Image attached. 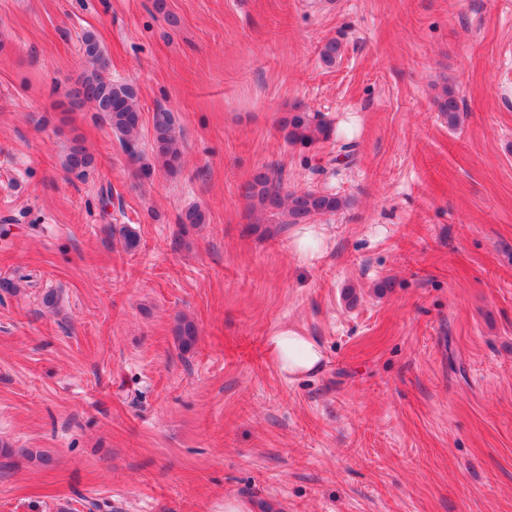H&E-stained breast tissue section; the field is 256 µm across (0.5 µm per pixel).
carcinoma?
I'll return each instance as SVG.
<instances>
[{
    "instance_id": "carcinoma-1",
    "label": "carcinoma",
    "mask_w": 512,
    "mask_h": 512,
    "mask_svg": "<svg viewBox=\"0 0 512 512\" xmlns=\"http://www.w3.org/2000/svg\"><path fill=\"white\" fill-rule=\"evenodd\" d=\"M82 46L89 68L67 93L69 104H94L101 119L119 137L129 163L136 166L138 177L149 178L155 166L170 174L177 172L182 166V151L173 113L166 110L153 113L154 164L143 163L142 153L136 144L140 107L134 87L102 76V71L107 67V59L95 33L85 32ZM340 55L341 45L335 40L324 43L320 49V59L326 65L334 64ZM435 105L441 114L448 117V127L458 129L461 109L455 91L449 87L443 88L435 98ZM279 129L289 144L302 147L327 141L333 135L332 126L320 113L310 112L300 106L293 107L280 118ZM95 167L94 154L80 142H73L64 162L66 171L84 178ZM245 197L249 213L255 215L257 224L264 223L265 217L269 215L280 216L282 224H307L317 217L334 215L349 206L348 199L314 188L284 191L282 171L272 167H263L253 174L247 183ZM196 337L195 324L187 319L181 320L177 327L181 347H191Z\"/></svg>"
}]
</instances>
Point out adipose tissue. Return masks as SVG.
I'll return each mask as SVG.
<instances>
[{
  "mask_svg": "<svg viewBox=\"0 0 512 512\" xmlns=\"http://www.w3.org/2000/svg\"><path fill=\"white\" fill-rule=\"evenodd\" d=\"M268 355L278 373L288 378L321 370L324 359L322 347L314 338L288 325L272 332Z\"/></svg>",
  "mask_w": 512,
  "mask_h": 512,
  "instance_id": "1",
  "label": "adipose tissue"
}]
</instances>
